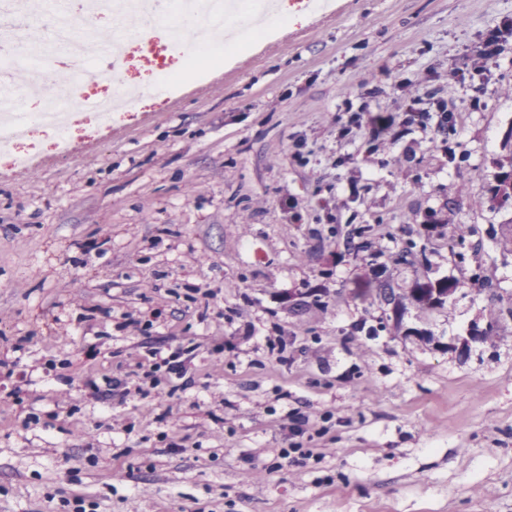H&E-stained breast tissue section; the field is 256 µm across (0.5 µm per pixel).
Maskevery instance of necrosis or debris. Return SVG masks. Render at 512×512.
Segmentation results:
<instances>
[{"instance_id":"1","label":"necrosis or debris","mask_w":512,"mask_h":512,"mask_svg":"<svg viewBox=\"0 0 512 512\" xmlns=\"http://www.w3.org/2000/svg\"><path fill=\"white\" fill-rule=\"evenodd\" d=\"M82 4L85 13L123 19V26L112 34L120 50L119 62H126L131 45L152 47L157 83L167 85L176 80V73L168 66L170 60L182 59L203 68L213 55L223 51L222 42L202 36L200 20L224 13V0H173L174 10L182 13L191 31L186 35L172 33L163 44L158 43L148 24L156 10L150 0H82ZM18 12V0H0V156L9 157L14 166L20 167L32 159L21 146L36 131L54 134L57 152L67 156L74 149L71 132L76 125L89 118L100 130H111L113 120L134 111L137 101L117 91L89 95V88L98 83L91 71L100 48L93 36L76 35L72 0H46L44 13L50 33L37 44L28 41L24 28L13 22ZM47 61L76 62L74 95L65 99L44 97L34 110L24 111L21 95L9 91L8 80L13 73L21 72L30 82H42V65Z\"/></svg>"}]
</instances>
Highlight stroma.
Masks as SVG:
<instances>
[{
    "mask_svg": "<svg viewBox=\"0 0 512 512\" xmlns=\"http://www.w3.org/2000/svg\"><path fill=\"white\" fill-rule=\"evenodd\" d=\"M303 2L108 137L0 167V512H512V35L448 87L512 0ZM401 77L479 97L456 160L429 128L343 131L346 105L409 108ZM447 278L444 305L409 300ZM180 347L159 398L113 396ZM294 410L307 458L277 455Z\"/></svg>",
    "mask_w": 512,
    "mask_h": 512,
    "instance_id": "obj_1",
    "label": "stroma"
}]
</instances>
